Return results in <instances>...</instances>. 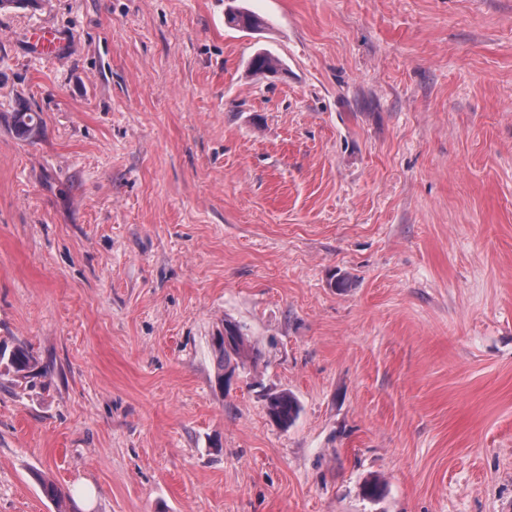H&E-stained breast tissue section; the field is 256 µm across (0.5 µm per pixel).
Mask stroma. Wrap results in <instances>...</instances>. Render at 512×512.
I'll return each mask as SVG.
<instances>
[{"instance_id": "obj_1", "label": "stroma", "mask_w": 512, "mask_h": 512, "mask_svg": "<svg viewBox=\"0 0 512 512\" xmlns=\"http://www.w3.org/2000/svg\"><path fill=\"white\" fill-rule=\"evenodd\" d=\"M0 341V512H512V0L0 11ZM238 322L225 320L224 336L213 344L216 356L217 380L224 384V378L244 369L248 361L254 365L261 359V352L252 345ZM0 365L12 373L17 383L25 384L33 382L37 378L46 377L48 371L46 367L40 365L38 359L33 355L29 347L25 344H14L10 347L0 343ZM266 407L270 419L284 429L296 421L300 411L297 399L288 391L269 395Z\"/></svg>"}]
</instances>
